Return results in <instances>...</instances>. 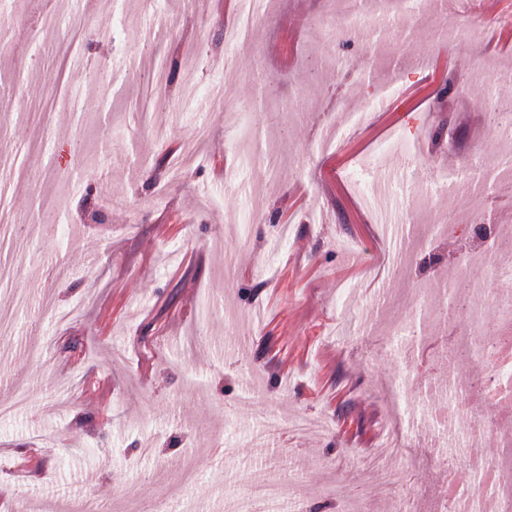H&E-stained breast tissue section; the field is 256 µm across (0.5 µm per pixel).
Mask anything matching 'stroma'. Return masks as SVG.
<instances>
[{
    "label": "stroma",
    "instance_id": "stroma-1",
    "mask_svg": "<svg viewBox=\"0 0 512 512\" xmlns=\"http://www.w3.org/2000/svg\"><path fill=\"white\" fill-rule=\"evenodd\" d=\"M43 5L0 0V512H241L284 475L264 512H436L446 472L417 440L454 406L459 482L506 458V404L465 436L493 372L449 362L469 316L444 310L462 279L512 294L466 256L512 191L442 176L512 152L485 111L512 109V0H362L350 31L336 0H273L245 41L214 0H50L58 25L31 26ZM130 40L175 65L167 105ZM394 411L411 439L362 472ZM298 415L312 432L267 441Z\"/></svg>",
    "mask_w": 512,
    "mask_h": 512
}]
</instances>
